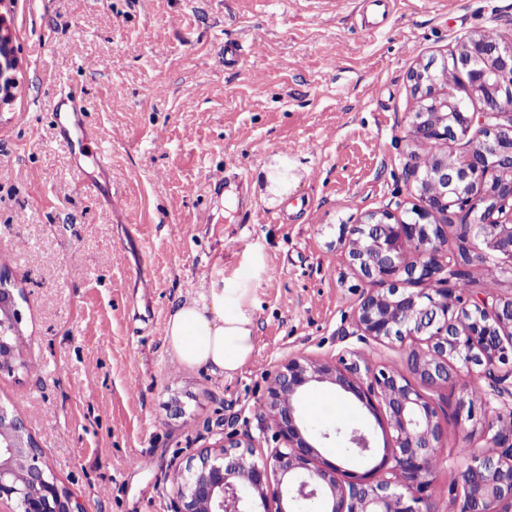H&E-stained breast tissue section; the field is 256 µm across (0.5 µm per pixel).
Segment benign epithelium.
I'll return each instance as SVG.
<instances>
[{"label":"benign epithelium","mask_w":512,"mask_h":512,"mask_svg":"<svg viewBox=\"0 0 512 512\" xmlns=\"http://www.w3.org/2000/svg\"><path fill=\"white\" fill-rule=\"evenodd\" d=\"M458 82H438L433 64L408 73L416 108L408 134L425 147L467 140L457 158L430 153L414 166L420 204L402 218L389 209L372 212L340 235L350 263L368 288L353 315V331L331 360L292 356L268 377L261 411L280 446L257 462L251 439L229 433L218 452L175 478L172 512H431L433 464L442 431L435 408L404 376L370 362L345 345L424 344L411 349L408 365L426 385L448 382L464 371L485 380L488 390L468 399L467 418L482 412L486 446L470 452L460 480L461 512H512V425L499 421V407L512 405V293L459 294L444 287L468 276L475 261L498 263L512 277V42L487 31L463 37L443 61ZM468 98L483 104L470 110ZM459 221L457 250L447 253L448 225ZM20 314L14 294L0 288V375L22 366L12 341ZM323 386L352 394L373 415L383 411L392 444L379 449L372 434L354 427L312 432L300 409L302 397ZM341 436L371 467L349 470L320 452L331 434ZM16 512H82L73 492L47 471L43 454L21 415L0 407V503Z\"/></svg>","instance_id":"obj_1"}]
</instances>
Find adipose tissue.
Instances as JSON below:
<instances>
[{"mask_svg":"<svg viewBox=\"0 0 512 512\" xmlns=\"http://www.w3.org/2000/svg\"><path fill=\"white\" fill-rule=\"evenodd\" d=\"M253 268V274L228 277L223 261H216L194 295L170 311L163 332L173 360L187 369L206 367L222 378L248 362L257 342L253 308L257 276L265 270L261 256H254Z\"/></svg>","mask_w":512,"mask_h":512,"instance_id":"adipose-tissue-1","label":"adipose tissue"}]
</instances>
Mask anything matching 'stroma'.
Segmentation results:
<instances>
[{
	"mask_svg": "<svg viewBox=\"0 0 512 512\" xmlns=\"http://www.w3.org/2000/svg\"><path fill=\"white\" fill-rule=\"evenodd\" d=\"M479 30L512 38V0H0L13 61L0 93V288L13 289L25 338L0 406L22 415L85 512H171L174 473L227 433L253 436L259 457L274 447L268 374L293 355L334 357L365 288L341 225L419 201L407 72ZM228 41L247 47L234 70ZM73 87L65 133L53 114ZM276 154L297 180L272 204L252 184ZM244 235L277 271L256 285V350L230 378L180 368L165 319L216 259L225 275L249 270ZM467 381L421 389L443 433L432 512H459L449 484L484 443L459 413ZM322 393L303 399L306 415L369 425L386 444L352 395Z\"/></svg>",
	"mask_w": 512,
	"mask_h": 512,
	"instance_id": "1",
	"label": "stroma"
}]
</instances>
